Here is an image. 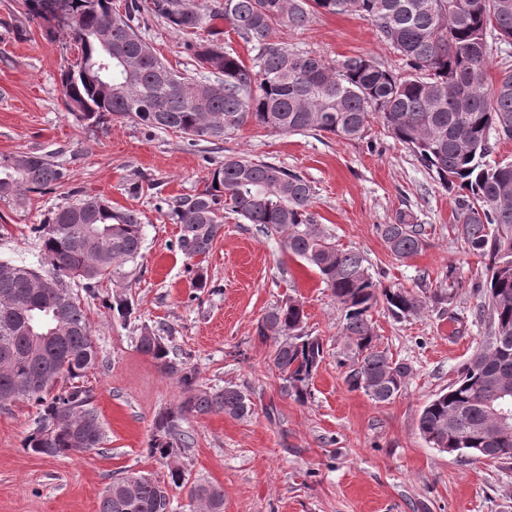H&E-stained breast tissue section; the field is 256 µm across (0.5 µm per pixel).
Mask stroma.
Here are the masks:
<instances>
[{
  "mask_svg": "<svg viewBox=\"0 0 512 512\" xmlns=\"http://www.w3.org/2000/svg\"><path fill=\"white\" fill-rule=\"evenodd\" d=\"M21 3L0 0V156L53 153L69 178L22 206L0 199V261L37 264L32 226L86 194L141 212L144 247L129 290L135 312L128 324L113 321L103 305L112 283L83 300L99 349V364L83 384L103 423L102 446L67 457L34 454L23 442L38 406L20 400L0 408V512H98L104 491L125 471L168 480L167 463L150 455L148 443L154 418L179 404L182 386L137 351L144 326L164 329L196 371L198 388L231 385L253 402L244 418L190 414L181 422L194 443L178 463L190 484L223 488L224 512H512V468L449 456L418 431L422 408L454 381L488 329L475 318L484 265L451 227V196L409 149L376 121L354 141L247 125L217 146L117 115L103 127L76 121L64 107L61 81L77 56L72 36L66 29L46 34ZM144 34L163 61L193 73L183 34L152 18ZM273 40L331 62L367 54L389 69L401 67L399 55L354 13L317 14L301 30L280 26ZM235 154L310 181L318 224L341 247L363 253L383 283L437 287L455 269L462 286L452 303L402 320L381 306L372 312L378 347L409 368L396 398L378 403L349 388L337 362L344 339L336 300L313 268L283 253L278 237L225 215L202 264L207 286L192 287L167 203L204 190L215 165ZM136 182L144 186L138 194L131 191ZM401 210L425 229L422 251L404 261L377 231ZM290 296L303 303L305 331L324 343L303 404L282 392L271 367L273 343L256 333L265 313Z\"/></svg>",
  "mask_w": 512,
  "mask_h": 512,
  "instance_id": "1",
  "label": "stroma"
}]
</instances>
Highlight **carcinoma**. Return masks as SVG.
I'll return each mask as SVG.
<instances>
[{
    "mask_svg": "<svg viewBox=\"0 0 512 512\" xmlns=\"http://www.w3.org/2000/svg\"><path fill=\"white\" fill-rule=\"evenodd\" d=\"M33 19L69 29L78 45L76 60L62 73L66 109L78 122L99 124L129 116L157 131H176L212 144L247 124L279 134L322 132L344 140L364 136L378 120L409 148L434 181L454 196L453 230L485 264L478 284L476 317L489 324L483 347L461 364L456 380L422 409L418 430L427 444L448 454L512 462V434L498 432L494 410L507 393L512 406V162H490L495 142L512 140V68L488 80L498 44L512 45V0H224L216 7L195 0H130L120 11L112 0H23ZM147 11L189 37L184 47L201 83L164 64L142 36L139 15ZM355 12L400 56L394 72L364 54L335 64L318 55L270 42L277 25L306 26L316 13ZM224 19L257 49L252 64L196 32ZM64 166L48 154L0 157V199L25 202L30 193L61 187ZM311 184L287 168L247 155L224 158L198 194L167 203L180 225L177 249L188 260L205 258L224 224V211L238 215L266 235L281 239L284 251L320 276L343 311L345 343L338 363L347 382L372 400L397 397L408 368L376 345L371 310L383 303L395 319L416 316L432 301L451 302L459 282L448 267V287L432 295L375 279L363 256L343 249L309 211ZM140 212L119 209L105 198L86 195L56 208L31 228L40 264L0 263V406L33 399L41 406L23 448L48 457L100 447L104 428L80 379L98 364L99 351L79 294L96 296L105 281L119 288L142 258ZM377 230L400 260L417 255L424 230L400 211ZM112 317L127 322L131 297L119 290L106 302ZM300 299L288 297L269 310L258 335L271 339L273 366L284 391L303 403L324 358L317 336L303 331ZM136 348L179 375L183 399L153 421L150 454L168 461L193 444L181 428L188 414L243 417L250 399L233 386L197 389L196 372L180 368L156 331L144 328ZM56 424L47 431L46 424ZM143 481L129 499L124 484ZM194 512H223L220 487H191ZM165 484L127 471L102 496L99 512H171Z\"/></svg>",
    "mask_w": 512,
    "mask_h": 512,
    "instance_id": "carcinoma-1",
    "label": "carcinoma"
}]
</instances>
